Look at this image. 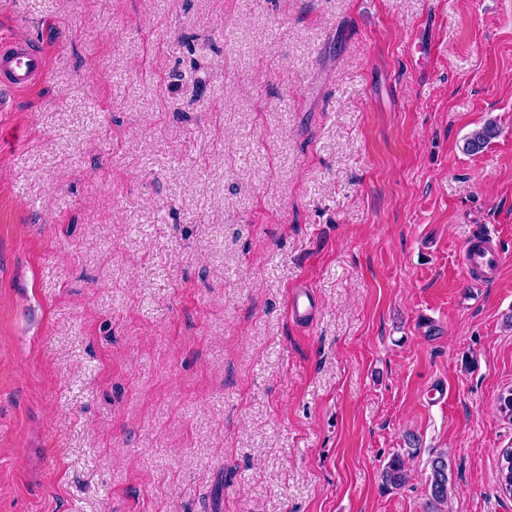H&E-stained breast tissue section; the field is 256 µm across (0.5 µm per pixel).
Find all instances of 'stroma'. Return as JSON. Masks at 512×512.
Wrapping results in <instances>:
<instances>
[{"label": "stroma", "mask_w": 512, "mask_h": 512, "mask_svg": "<svg viewBox=\"0 0 512 512\" xmlns=\"http://www.w3.org/2000/svg\"><path fill=\"white\" fill-rule=\"evenodd\" d=\"M15 39L0 512H424L442 450L512 512V0H0ZM0 71L5 78L0 81V112H7L11 106L7 94L43 81L47 76L44 52H35L30 48L2 49L0 53ZM463 272L468 277L492 279L500 265L501 255L489 239H472L462 248ZM409 477V469L405 453H394L381 469L380 478L382 486L386 489L402 488Z\"/></svg>", "instance_id": "stroma-1"}]
</instances>
